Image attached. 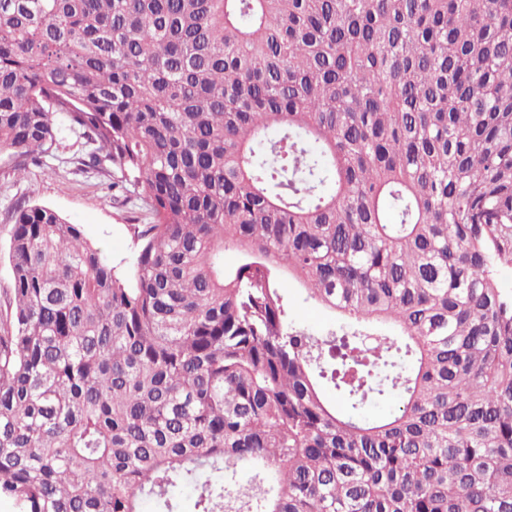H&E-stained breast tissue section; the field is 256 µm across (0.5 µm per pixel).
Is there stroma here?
I'll return each mask as SVG.
<instances>
[{
  "label": "stroma",
  "mask_w": 512,
  "mask_h": 512,
  "mask_svg": "<svg viewBox=\"0 0 512 512\" xmlns=\"http://www.w3.org/2000/svg\"><path fill=\"white\" fill-rule=\"evenodd\" d=\"M57 140L54 155L44 158L42 166L30 167L28 176L18 182L8 174L7 155H0V285L8 282L11 272L7 211L20 198L52 207L71 223L82 225L86 236L101 244L113 263L126 267L132 261L134 248L127 229L134 216L131 206L114 197L108 178L77 168L75 160L85 152L78 134L62 124ZM285 288L301 325L319 335L339 326L337 316L304 300L294 283H286Z\"/></svg>",
  "instance_id": "obj_1"
}]
</instances>
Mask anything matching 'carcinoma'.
<instances>
[{
	"label": "carcinoma",
	"instance_id": "cac0c4a2",
	"mask_svg": "<svg viewBox=\"0 0 512 512\" xmlns=\"http://www.w3.org/2000/svg\"><path fill=\"white\" fill-rule=\"evenodd\" d=\"M61 123L148 222L10 211L0 498L512 512V0H0L10 173ZM286 293L292 301L294 318L312 332L323 335L329 330L338 328V316L326 311L312 301H304L301 291L293 282L284 283Z\"/></svg>",
	"mask_w": 512,
	"mask_h": 512
}]
</instances>
